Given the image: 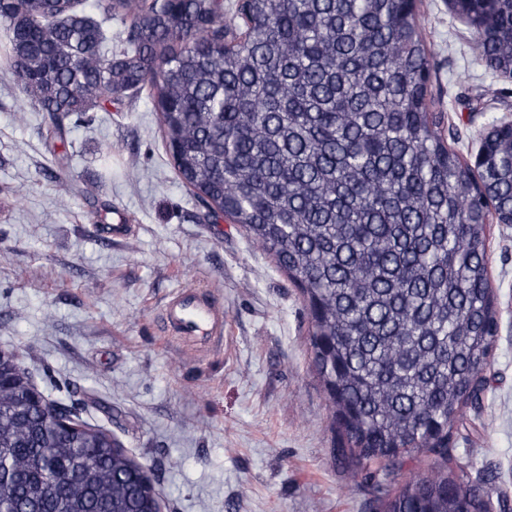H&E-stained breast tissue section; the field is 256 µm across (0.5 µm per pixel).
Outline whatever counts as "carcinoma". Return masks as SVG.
Here are the masks:
<instances>
[{"instance_id":"obj_1","label":"carcinoma","mask_w":512,"mask_h":512,"mask_svg":"<svg viewBox=\"0 0 512 512\" xmlns=\"http://www.w3.org/2000/svg\"><path fill=\"white\" fill-rule=\"evenodd\" d=\"M0 0V68L61 133L142 88L174 169L300 289L311 366L342 456L382 512H488L460 480L454 432L480 405L497 333L489 226L512 221V135L473 168L448 143L429 90L416 0ZM479 56L512 73V0H454ZM130 17L126 46L105 24ZM0 390V512H157L112 435ZM428 476L392 481L413 453Z\"/></svg>"}]
</instances>
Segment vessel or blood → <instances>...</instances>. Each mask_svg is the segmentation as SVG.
Instances as JSON below:
<instances>
[{
    "mask_svg": "<svg viewBox=\"0 0 512 512\" xmlns=\"http://www.w3.org/2000/svg\"><path fill=\"white\" fill-rule=\"evenodd\" d=\"M168 335L191 347L219 340L224 330V307L213 296L197 289H183L169 300L163 314Z\"/></svg>",
    "mask_w": 512,
    "mask_h": 512,
    "instance_id": "vessel-or-blood-1",
    "label": "vessel or blood"
}]
</instances>
